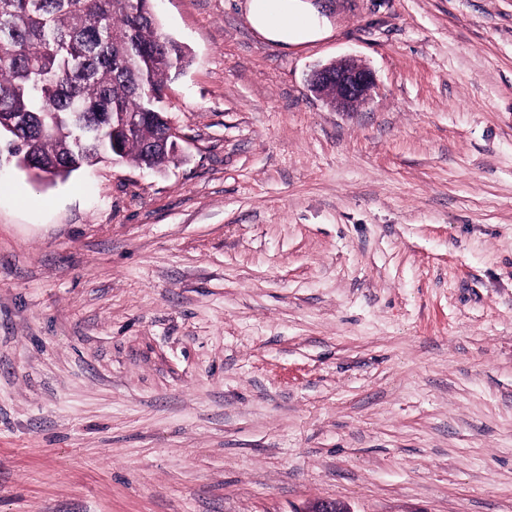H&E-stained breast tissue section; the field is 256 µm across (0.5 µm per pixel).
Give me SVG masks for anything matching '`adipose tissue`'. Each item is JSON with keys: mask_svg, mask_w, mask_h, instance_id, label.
Instances as JSON below:
<instances>
[{"mask_svg": "<svg viewBox=\"0 0 512 512\" xmlns=\"http://www.w3.org/2000/svg\"><path fill=\"white\" fill-rule=\"evenodd\" d=\"M252 27L265 38L283 44H301L326 32L310 0H245Z\"/></svg>", "mask_w": 512, "mask_h": 512, "instance_id": "ef3b65f1", "label": "adipose tissue"}]
</instances>
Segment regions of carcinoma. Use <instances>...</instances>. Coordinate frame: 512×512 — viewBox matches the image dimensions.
I'll use <instances>...</instances> for the list:
<instances>
[{"label":"carcinoma","mask_w":512,"mask_h":512,"mask_svg":"<svg viewBox=\"0 0 512 512\" xmlns=\"http://www.w3.org/2000/svg\"><path fill=\"white\" fill-rule=\"evenodd\" d=\"M153 0H0L12 20L0 34V113L30 123L0 127L7 152L61 179L104 160L159 170L176 153L163 144L167 82L189 58L162 30ZM144 121L112 152V129Z\"/></svg>","instance_id":"carcinoma-1"}]
</instances>
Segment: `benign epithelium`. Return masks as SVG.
<instances>
[{
  "label": "benign epithelium",
  "mask_w": 512,
  "mask_h": 512,
  "mask_svg": "<svg viewBox=\"0 0 512 512\" xmlns=\"http://www.w3.org/2000/svg\"><path fill=\"white\" fill-rule=\"evenodd\" d=\"M315 92L339 111H352L368 101L374 88L372 72L351 58L315 69L311 75ZM302 512H350L336 499L320 498L308 502Z\"/></svg>",
  "instance_id": "benign-epithelium-1"
}]
</instances>
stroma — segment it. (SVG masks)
Masks as SVG:
<instances>
[{"label": "stroma", "instance_id": "1", "mask_svg": "<svg viewBox=\"0 0 512 512\" xmlns=\"http://www.w3.org/2000/svg\"><path fill=\"white\" fill-rule=\"evenodd\" d=\"M241 2L159 0L164 170L0 161V512H512V0ZM311 0H245L252 27L262 36L283 44L313 41L327 33ZM315 92L338 111H353L371 97L372 72L351 58L315 69L311 75Z\"/></svg>", "mask_w": 512, "mask_h": 512}]
</instances>
